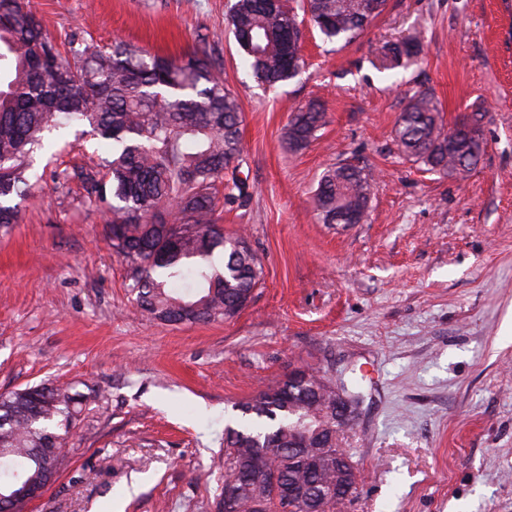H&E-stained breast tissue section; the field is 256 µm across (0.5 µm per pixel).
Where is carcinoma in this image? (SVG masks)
Instances as JSON below:
<instances>
[{"label": "carcinoma", "instance_id": "carcinoma-1", "mask_svg": "<svg viewBox=\"0 0 512 512\" xmlns=\"http://www.w3.org/2000/svg\"><path fill=\"white\" fill-rule=\"evenodd\" d=\"M387 0H303L308 22L329 42H355L385 10ZM239 52L253 76L268 86L293 79L301 62L300 22L283 0H234L228 18ZM411 41L386 43L385 68L415 56ZM323 106L294 111L286 131L299 149L325 124ZM238 95L224 84L221 69L206 55L179 60L146 56L122 42L104 48L73 39L60 50L42 28L30 0H0V227L15 224L8 204L32 189L33 154L45 132L78 124L112 141L103 174H83L91 192L112 198V249L128 263L138 306L169 323L231 320L260 284L263 268L240 236L224 238L215 224L216 183L224 202L246 195L239 177L244 162ZM400 153L429 172L469 171L477 160L464 144L448 138L433 95L410 97L394 129ZM373 179L356 165L327 169L314 194L324 224L347 212L366 211ZM306 381L277 380L241 406L247 423L224 434L223 493L232 512H282L292 486L310 487L308 500H288L289 512H337L357 490L358 464H339L343 449L321 450L319 467L290 462L295 425L312 431L336 426L329 412L336 383L320 370H303ZM84 395L41 383L0 393V497H17L24 485L59 474L63 461L36 449L51 448L73 428ZM265 457L264 470L252 460Z\"/></svg>", "mask_w": 512, "mask_h": 512}]
</instances>
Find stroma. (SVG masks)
Wrapping results in <instances>:
<instances>
[{
	"instance_id": "stroma-1",
	"label": "stroma",
	"mask_w": 512,
	"mask_h": 512,
	"mask_svg": "<svg viewBox=\"0 0 512 512\" xmlns=\"http://www.w3.org/2000/svg\"><path fill=\"white\" fill-rule=\"evenodd\" d=\"M231 2L31 0L63 45L218 58L241 103L248 195L218 203L217 223L264 276L234 319L150 318L82 178L108 143L50 134L18 224L0 229V393L48 382L89 399L29 512H219L225 428L298 368L364 378L338 442L363 473L344 512H512V0H388L345 47L302 25L301 72L276 88L242 64ZM402 40L419 55L383 69L381 46ZM419 91L446 124L479 115L486 149L469 173L398 151ZM311 101L327 123L290 150L289 117ZM348 161L375 178L368 217L322 223L318 181Z\"/></svg>"
}]
</instances>
